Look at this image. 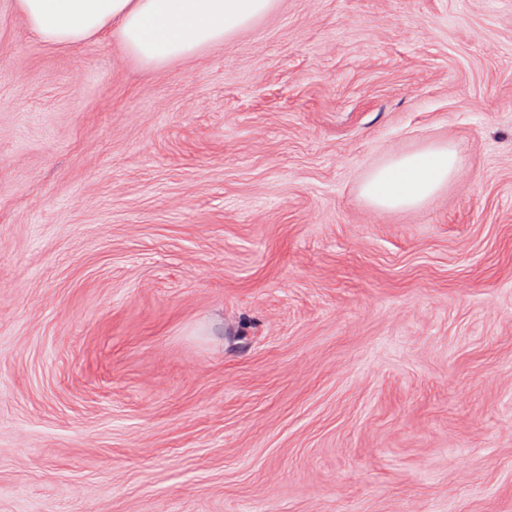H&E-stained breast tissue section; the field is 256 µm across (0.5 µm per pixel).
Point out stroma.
I'll return each instance as SVG.
<instances>
[{
    "label": "stroma",
    "instance_id": "obj_1",
    "mask_svg": "<svg viewBox=\"0 0 512 512\" xmlns=\"http://www.w3.org/2000/svg\"><path fill=\"white\" fill-rule=\"evenodd\" d=\"M441 142L434 202L361 198ZM0 512H512V0L158 67L0 0ZM464 166L459 150L434 145L395 155L371 170L361 196L374 209H410L434 200Z\"/></svg>",
    "mask_w": 512,
    "mask_h": 512
}]
</instances>
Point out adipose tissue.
<instances>
[{"label": "adipose tissue", "mask_w": 512, "mask_h": 512, "mask_svg": "<svg viewBox=\"0 0 512 512\" xmlns=\"http://www.w3.org/2000/svg\"><path fill=\"white\" fill-rule=\"evenodd\" d=\"M28 30L46 44L78 46L116 34L148 66L195 56L231 41L270 13L275 0H17ZM456 147L396 155L371 170L361 195L375 209H410L434 200L463 168Z\"/></svg>", "instance_id": "adipose-tissue-1"}]
</instances>
